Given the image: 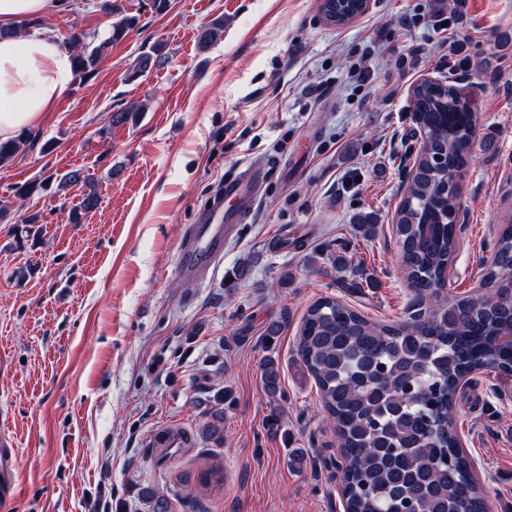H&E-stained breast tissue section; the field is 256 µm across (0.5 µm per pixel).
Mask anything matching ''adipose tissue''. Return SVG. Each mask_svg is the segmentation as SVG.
Segmentation results:
<instances>
[{
    "label": "adipose tissue",
    "mask_w": 512,
    "mask_h": 512,
    "mask_svg": "<svg viewBox=\"0 0 512 512\" xmlns=\"http://www.w3.org/2000/svg\"><path fill=\"white\" fill-rule=\"evenodd\" d=\"M60 9V0H0V140L37 127L75 80L74 50L53 30L15 33Z\"/></svg>",
    "instance_id": "obj_1"
}]
</instances>
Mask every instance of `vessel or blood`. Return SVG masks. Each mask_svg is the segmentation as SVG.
Listing matches in <instances>:
<instances>
[{
    "mask_svg": "<svg viewBox=\"0 0 512 512\" xmlns=\"http://www.w3.org/2000/svg\"><path fill=\"white\" fill-rule=\"evenodd\" d=\"M253 198L252 180L229 181L224 191L214 199L202 222L193 225L190 239L182 249V267L185 272L197 271L204 257L219 259L224 250V239L233 232L235 224L243 220ZM22 470L12 440H0V512H8L16 500L22 484Z\"/></svg>",
    "mask_w": 512,
    "mask_h": 512,
    "instance_id": "vessel-or-blood-1",
    "label": "vessel or blood"
}]
</instances>
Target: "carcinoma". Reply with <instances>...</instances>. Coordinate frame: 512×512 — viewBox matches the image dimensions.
Returning <instances> with one entry per match:
<instances>
[{
  "instance_id": "cac0c4a2",
  "label": "carcinoma",
  "mask_w": 512,
  "mask_h": 512,
  "mask_svg": "<svg viewBox=\"0 0 512 512\" xmlns=\"http://www.w3.org/2000/svg\"><path fill=\"white\" fill-rule=\"evenodd\" d=\"M112 19L108 37L91 45L88 34H70L76 70L96 73L102 49L124 38L139 22L118 0H100ZM224 30L215 20L198 34L209 49ZM411 106L432 151L448 149V169L418 161L395 224L400 264L416 298L433 297L457 250L455 229L459 178L468 165L473 136L470 103L450 83H419ZM140 107L106 115L107 127L134 124ZM25 140L0 142V164L13 161ZM51 177L24 184L15 197L26 200L45 191ZM91 189L71 211L80 224L98 209ZM512 225L501 233L486 273L491 292L451 304L434 303L408 321L373 322L332 298L306 311L296 351L314 379L322 407L334 424L343 450L344 512H486L484 490L460 448L455 429L459 386L480 370L512 373ZM266 394L280 392L277 360L269 356L260 374Z\"/></svg>"
}]
</instances>
